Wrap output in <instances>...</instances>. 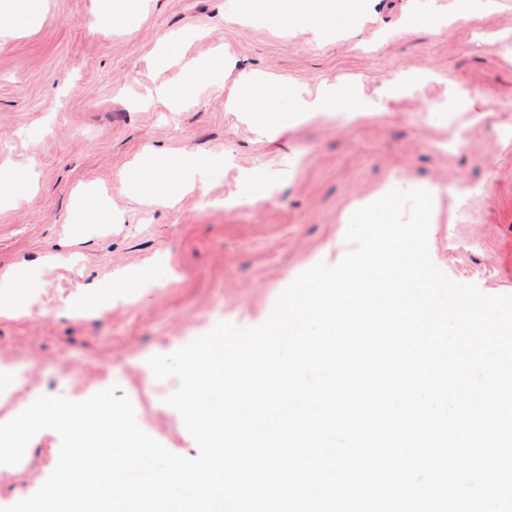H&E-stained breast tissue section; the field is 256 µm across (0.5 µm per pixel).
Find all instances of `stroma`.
I'll return each mask as SVG.
<instances>
[{
	"mask_svg": "<svg viewBox=\"0 0 512 512\" xmlns=\"http://www.w3.org/2000/svg\"><path fill=\"white\" fill-rule=\"evenodd\" d=\"M437 4L448 14L439 29L416 18L414 0H367L356 18L340 5L326 17L334 34L320 40L292 17L235 23L237 0H150L130 23L117 0H43L30 15L1 7L0 164L35 172L38 182L0 210V273L26 271L44 303L36 315L0 316V360L32 361L54 378L55 395L74 401L116 385L149 436L196 457L181 415L165 402L177 381L147 379L148 358L222 321L264 322L297 275L344 257L353 203L386 184H456L460 197L442 198L431 214L433 262L455 282L512 295V0ZM176 32L196 38L170 41V53L211 62L205 78L154 68L159 42ZM244 69L281 78V109L292 104V85L312 93L352 82L376 97L399 74L433 78L389 100L382 116L306 121L267 142L224 107ZM170 79L193 82L185 106L132 105L145 87ZM459 88L471 107L438 111ZM440 142L447 150H437ZM183 149L203 160L229 150L235 166L172 208L146 205L126 187L124 175L145 153ZM241 167L291 176L271 199L224 208ZM82 187L107 191L96 219L82 214ZM115 212L122 223H111ZM160 253L166 263H156ZM50 255L59 258L51 268ZM119 270L151 280L152 289L94 318L65 311ZM59 450L55 431L37 433L25 469L0 481V507L31 496Z\"/></svg>",
	"mask_w": 512,
	"mask_h": 512,
	"instance_id": "obj_1",
	"label": "stroma"
}]
</instances>
